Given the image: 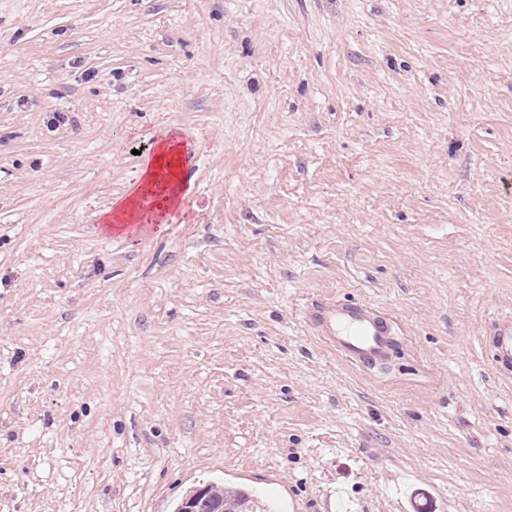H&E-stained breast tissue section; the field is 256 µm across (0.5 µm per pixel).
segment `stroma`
Listing matches in <instances>:
<instances>
[{
	"instance_id": "obj_1",
	"label": "stroma",
	"mask_w": 512,
	"mask_h": 512,
	"mask_svg": "<svg viewBox=\"0 0 512 512\" xmlns=\"http://www.w3.org/2000/svg\"><path fill=\"white\" fill-rule=\"evenodd\" d=\"M165 137L173 222L103 233ZM508 311L512 0H0V512H512ZM305 315L317 335L349 360L372 363L388 356L392 345L390 326L379 312L366 305L319 301L309 304ZM490 348L496 366L512 369V314H503L496 323ZM207 489L210 494L208 498L201 499L197 503L206 491V487L198 488L181 500L182 502L177 505V511L180 512V507L181 512H196V509L198 510L197 512H212L211 510L219 504L228 507L229 510L233 512L268 511L266 505L254 499L252 495L244 489H238L235 492H221L211 487H207Z\"/></svg>"
}]
</instances>
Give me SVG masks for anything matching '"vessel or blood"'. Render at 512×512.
<instances>
[{"label": "vessel or blood", "instance_id": "b4317fda", "mask_svg": "<svg viewBox=\"0 0 512 512\" xmlns=\"http://www.w3.org/2000/svg\"><path fill=\"white\" fill-rule=\"evenodd\" d=\"M307 321L320 338L352 361L385 360L392 345V332L379 312L360 303L336 300L309 304ZM491 358L496 366L512 369V314L502 315L495 325Z\"/></svg>", "mask_w": 512, "mask_h": 512}]
</instances>
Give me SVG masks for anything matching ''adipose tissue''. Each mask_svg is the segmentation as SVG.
Wrapping results in <instances>:
<instances>
[{"instance_id": "1", "label": "adipose tissue", "mask_w": 512, "mask_h": 512, "mask_svg": "<svg viewBox=\"0 0 512 512\" xmlns=\"http://www.w3.org/2000/svg\"><path fill=\"white\" fill-rule=\"evenodd\" d=\"M184 150L171 139L158 141L148 153L139 171L143 193L161 189L166 193L165 206H178L186 190Z\"/></svg>"}]
</instances>
